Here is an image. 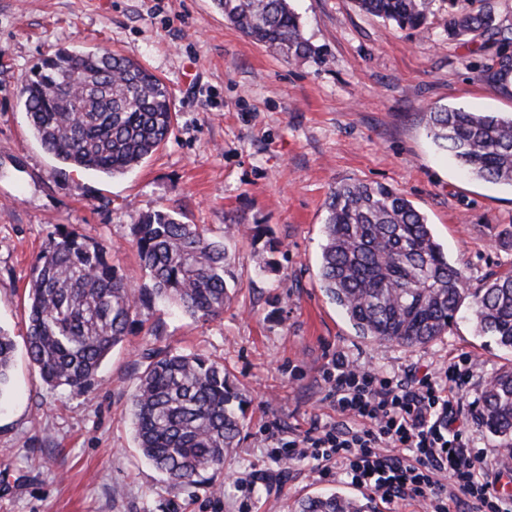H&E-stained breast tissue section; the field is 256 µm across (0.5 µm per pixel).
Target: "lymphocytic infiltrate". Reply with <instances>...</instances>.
<instances>
[{"mask_svg":"<svg viewBox=\"0 0 512 512\" xmlns=\"http://www.w3.org/2000/svg\"><path fill=\"white\" fill-rule=\"evenodd\" d=\"M474 362L461 354L437 368L399 374L358 365L337 354L325 376L341 424L289 438L279 460L337 467L350 484L390 505L425 512H512L485 464L469 447L458 412Z\"/></svg>","mask_w":512,"mask_h":512,"instance_id":"lymphocytic-infiltrate-1","label":"lymphocytic infiltrate"}]
</instances>
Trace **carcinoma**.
Wrapping results in <instances>:
<instances>
[{"label":"carcinoma","mask_w":512,"mask_h":512,"mask_svg":"<svg viewBox=\"0 0 512 512\" xmlns=\"http://www.w3.org/2000/svg\"><path fill=\"white\" fill-rule=\"evenodd\" d=\"M447 5L448 36L490 54L477 79L512 97V31L497 22L488 0H356L360 10L399 28L427 23L436 2ZM224 19L288 60L310 56L289 0H215ZM31 131L43 149L71 168L123 175L168 139L175 115L167 84L136 60L115 52L62 47L43 58L20 89ZM434 142L478 180L512 186V115L462 108L428 115ZM320 277L327 297L357 335L405 347L426 344L456 322L471 300L475 334L512 349V272L472 290L451 262L425 215L382 183L343 181L325 204ZM261 268L272 265L268 229L249 228ZM133 242L149 282L132 288L104 246L72 224L58 226L37 255L28 288L26 352L51 390L86 391L111 350L122 344L140 308L175 304L204 321L232 301V255L225 240L159 209L138 215ZM15 342L0 329V405L7 400ZM247 400L202 355L156 349L131 398L137 446L176 486L205 481L228 464L246 425ZM478 424L512 449V370L481 392ZM295 512H373L338 492L297 503Z\"/></svg>","instance_id":"1"}]
</instances>
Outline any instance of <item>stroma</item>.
Listing matches in <instances>:
<instances>
[{
    "mask_svg": "<svg viewBox=\"0 0 512 512\" xmlns=\"http://www.w3.org/2000/svg\"><path fill=\"white\" fill-rule=\"evenodd\" d=\"M291 4L314 56L288 60L251 41L212 0H0V328L16 344L0 411V512H290L336 491L387 512L373 492L272 454L339 422L324 380L339 351L386 373L477 358L460 415L470 447L498 448L475 415L512 352L475 335L469 307L430 344L367 341L325 295L319 263L329 190L361 180L392 186L424 213L471 287L512 271V187L464 175L427 132L434 108L507 115L512 98L475 79L484 58L449 38L443 10L401 31L353 0ZM64 44L129 56L168 85L173 132L141 166L113 178L79 172L34 139L19 92L31 66ZM157 209L218 238L232 233V304L208 321L162 302L143 308L141 329L86 393L47 389L25 351L36 254L73 224L143 284L131 224ZM255 224L278 244L273 268L255 262L245 234ZM154 325L162 335H148ZM156 348L218 361L246 393L247 426L212 485H169L137 446L130 399Z\"/></svg>",
    "mask_w": 512,
    "mask_h": 512,
    "instance_id": "35a3bbf8",
    "label": "stroma"
}]
</instances>
